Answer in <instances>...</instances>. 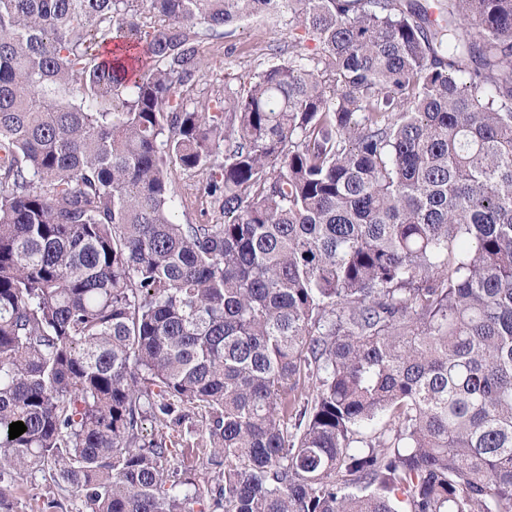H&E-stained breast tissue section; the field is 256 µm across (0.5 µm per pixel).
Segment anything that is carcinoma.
Wrapping results in <instances>:
<instances>
[{"mask_svg":"<svg viewBox=\"0 0 512 512\" xmlns=\"http://www.w3.org/2000/svg\"><path fill=\"white\" fill-rule=\"evenodd\" d=\"M269 15L316 53L206 94L200 44ZM176 164L223 223L175 221ZM33 470L79 512H512V0H0ZM182 448L187 447L176 448V452L173 453V457L170 459L171 467L179 471L184 468L195 469V473H202L206 467V458L197 451L191 452L185 449L181 451Z\"/></svg>","mask_w":512,"mask_h":512,"instance_id":"1","label":"carcinoma"}]
</instances>
